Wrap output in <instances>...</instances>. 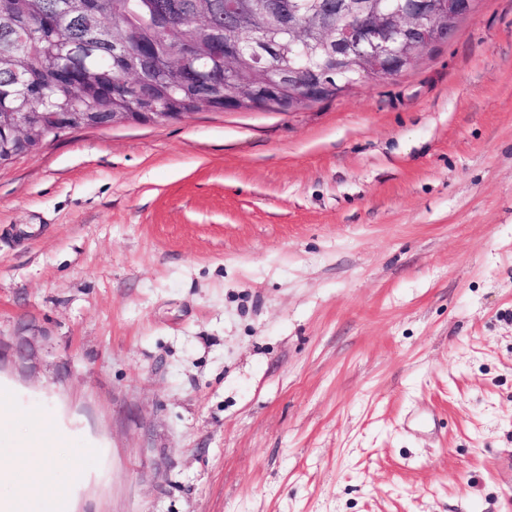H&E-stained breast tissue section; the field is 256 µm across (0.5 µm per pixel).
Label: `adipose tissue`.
Returning a JSON list of instances; mask_svg holds the SVG:
<instances>
[{
    "mask_svg": "<svg viewBox=\"0 0 512 512\" xmlns=\"http://www.w3.org/2000/svg\"><path fill=\"white\" fill-rule=\"evenodd\" d=\"M18 416L8 397L0 398V433L13 437L10 455L0 454V486L11 487L9 496L0 497V512H68L65 492L43 496L45 486L56 483L59 468L51 454L40 452L38 433L19 435Z\"/></svg>",
    "mask_w": 512,
    "mask_h": 512,
    "instance_id": "ef3b65f1",
    "label": "adipose tissue"
}]
</instances>
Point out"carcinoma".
<instances>
[{
    "label": "carcinoma",
    "instance_id": "obj_1",
    "mask_svg": "<svg viewBox=\"0 0 512 512\" xmlns=\"http://www.w3.org/2000/svg\"><path fill=\"white\" fill-rule=\"evenodd\" d=\"M61 0H0V47L20 50L35 64L23 78L12 70V63L0 65V91L11 89L22 101L20 111L41 112L48 126L54 125L53 117L65 112H88L89 121L106 124L113 112L131 111L130 103L139 91H144L160 112H194L200 96L210 99L215 110H224V63L221 49L206 46L207 57L196 59L197 52L163 32V23L174 15L187 17L199 7L200 0H72L70 16L65 22L56 21ZM226 0H214L211 27L216 38L224 37ZM249 0H236L239 16L237 30L227 42L247 45L252 39L257 23L249 20ZM285 7L303 19L319 6L329 10L335 0H281ZM100 9L105 18L120 15L131 29L134 44L143 55L136 56L113 44L112 38L122 39L119 32L111 35L102 29L83 27L81 14L86 9ZM270 40L279 49L267 64L275 70L281 68L297 74L299 84L309 82L317 72H330L333 80L353 84L374 80L347 69L336 73V63L320 50L301 44H289L291 35L284 28L269 32ZM80 44L84 52L75 59L80 79L70 85L60 84L58 57L62 48ZM177 51L192 59L191 65L178 80L158 64L160 51ZM49 88L52 95L46 100L33 97L35 90ZM267 94L261 95L256 109L272 107L279 111L299 109L318 102L301 87L284 88L278 102L266 105Z\"/></svg>",
    "mask_w": 512,
    "mask_h": 512
}]
</instances>
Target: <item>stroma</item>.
Listing matches in <instances>:
<instances>
[{"mask_svg":"<svg viewBox=\"0 0 512 512\" xmlns=\"http://www.w3.org/2000/svg\"><path fill=\"white\" fill-rule=\"evenodd\" d=\"M0 392L74 512H512V0L337 99L0 166Z\"/></svg>","mask_w":512,"mask_h":512,"instance_id":"1","label":"stroma"}]
</instances>
